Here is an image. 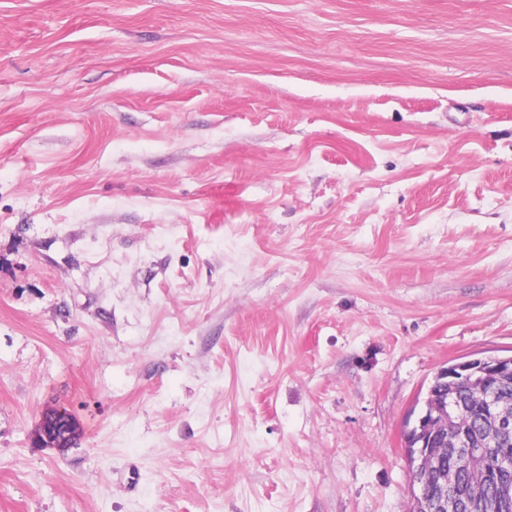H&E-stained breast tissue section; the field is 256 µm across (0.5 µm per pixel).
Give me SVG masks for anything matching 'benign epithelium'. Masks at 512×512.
<instances>
[{
	"label": "benign epithelium",
	"mask_w": 512,
	"mask_h": 512,
	"mask_svg": "<svg viewBox=\"0 0 512 512\" xmlns=\"http://www.w3.org/2000/svg\"><path fill=\"white\" fill-rule=\"evenodd\" d=\"M510 384L512 355L468 359L437 372L404 432L412 478L409 512H512V454L490 455L512 445V398L503 393ZM474 405L483 408L478 423ZM79 434L70 414L56 409L44 416L36 441L64 450ZM450 457L482 465L463 477L445 466ZM430 472L437 478L432 489L421 481Z\"/></svg>",
	"instance_id": "7a95c632"
}]
</instances>
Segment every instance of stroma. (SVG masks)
<instances>
[{
  "mask_svg": "<svg viewBox=\"0 0 512 512\" xmlns=\"http://www.w3.org/2000/svg\"><path fill=\"white\" fill-rule=\"evenodd\" d=\"M510 355L512 0H0V512H407ZM80 428L66 410H52L44 416L36 441L45 447L67 449L75 443Z\"/></svg>",
  "mask_w": 512,
  "mask_h": 512,
  "instance_id": "obj_1",
  "label": "stroma"
}]
</instances>
